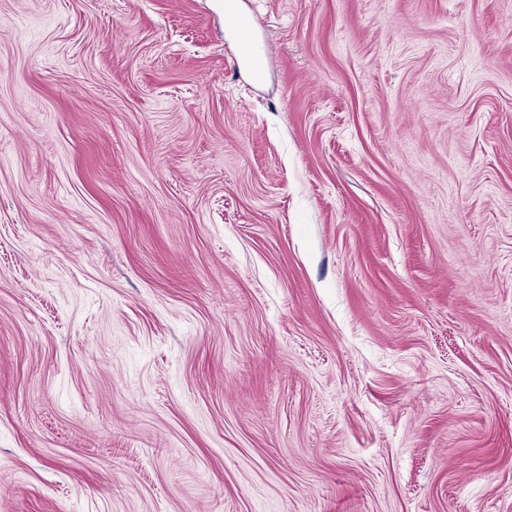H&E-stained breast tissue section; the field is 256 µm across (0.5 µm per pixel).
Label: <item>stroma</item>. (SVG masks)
<instances>
[{
    "label": "stroma",
    "mask_w": 512,
    "mask_h": 512,
    "mask_svg": "<svg viewBox=\"0 0 512 512\" xmlns=\"http://www.w3.org/2000/svg\"><path fill=\"white\" fill-rule=\"evenodd\" d=\"M0 0V512H512V0ZM226 23L230 29L236 32L239 43V59L241 62L258 63L261 56L267 51L266 48L259 46L249 35L247 29L242 25L239 18L228 11L225 14Z\"/></svg>",
    "instance_id": "1"
}]
</instances>
